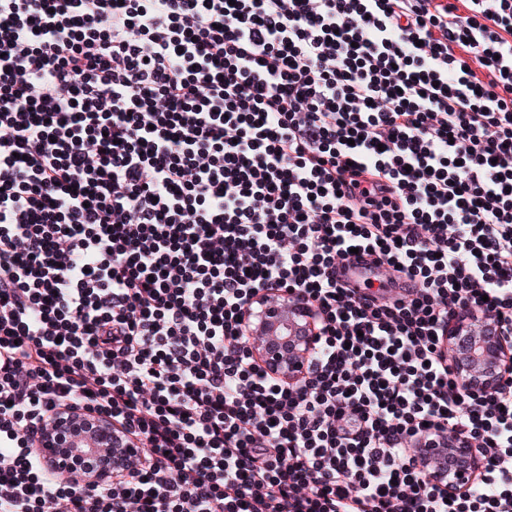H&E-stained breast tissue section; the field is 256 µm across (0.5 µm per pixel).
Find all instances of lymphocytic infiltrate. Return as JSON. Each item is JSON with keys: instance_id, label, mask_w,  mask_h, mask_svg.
Returning a JSON list of instances; mask_svg holds the SVG:
<instances>
[{"instance_id": "lymphocytic-infiltrate-1", "label": "lymphocytic infiltrate", "mask_w": 512, "mask_h": 512, "mask_svg": "<svg viewBox=\"0 0 512 512\" xmlns=\"http://www.w3.org/2000/svg\"><path fill=\"white\" fill-rule=\"evenodd\" d=\"M286 288L294 384L241 331ZM469 308L512 334V0H0V512H512V387L442 355ZM69 406L140 468L49 475ZM438 430L474 487L418 469ZM267 299L260 291L246 306L247 327L253 357L274 377L296 382L315 360L319 347L317 316L307 298L297 291L276 292ZM90 424H95L99 433L100 441H109V448L106 452H100L99 448H76L75 444L71 448H64L60 445L56 432L66 429L89 428ZM139 443H128L121 445L115 442V433L112 431V425L97 417L91 418L85 415L83 411L76 407H68L58 412L51 423V428L42 435L38 441V452L43 458L46 468L58 475H64L66 478L88 486L102 485L104 483L116 482L121 476L134 471L142 461V448H137ZM85 452L87 454L96 453L100 455L103 464L99 467H90L83 470H74L71 461L73 454ZM479 459L480 454L472 442L450 432L438 438H423L416 456L417 465L427 479L448 492H456L477 478Z\"/></svg>"}]
</instances>
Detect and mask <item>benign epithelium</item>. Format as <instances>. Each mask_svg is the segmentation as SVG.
I'll list each match as a JSON object with an SVG mask.
<instances>
[{"label": "benign epithelium", "mask_w": 512, "mask_h": 512, "mask_svg": "<svg viewBox=\"0 0 512 512\" xmlns=\"http://www.w3.org/2000/svg\"><path fill=\"white\" fill-rule=\"evenodd\" d=\"M255 305L244 310L253 357L274 377L295 382L315 360L319 347L317 316L307 298L297 291L277 293L273 299L260 291ZM444 351L461 383L487 394L512 384V338L501 331L490 314L462 311L448 325ZM95 425L100 441L109 443L105 452L97 448H64L56 433ZM98 453L103 464L76 470L71 456L79 452ZM38 452L46 468L58 475L88 486L116 482L134 471L142 461L138 443L115 442L112 424L92 418L76 407L58 412L51 428L38 441ZM416 462L427 479L444 490L455 492L471 484L480 471V454L466 439L452 433L422 439Z\"/></svg>", "instance_id": "7a95c632"}]
</instances>
